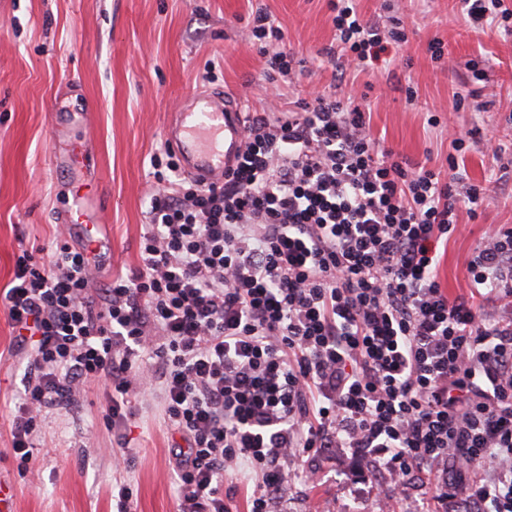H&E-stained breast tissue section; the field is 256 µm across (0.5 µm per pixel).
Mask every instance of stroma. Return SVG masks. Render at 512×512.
<instances>
[{"label": "stroma", "instance_id": "35a3bbf8", "mask_svg": "<svg viewBox=\"0 0 512 512\" xmlns=\"http://www.w3.org/2000/svg\"><path fill=\"white\" fill-rule=\"evenodd\" d=\"M367 17L399 18L405 43L374 68H348L335 83L326 51L336 45L329 0H0V289L17 254L51 251L61 215L82 197L107 201L112 228L99 281L138 263L155 163H178L164 130L188 92H231L246 112H297L314 93L357 90L373 131L414 161L447 169L451 141L465 135L466 181L486 188L478 220L460 202L462 231L448 242L441 278L449 294L466 292V263L489 228L512 227V183L483 149L487 136L512 145V35L476 34L459 0H355ZM282 30L281 40L252 34L257 8ZM445 45L441 61L427 46ZM291 51L302 74L272 76L269 53ZM475 59L476 80L465 67ZM94 106L92 126L77 115ZM0 312V481L12 512H113L112 485L130 484L136 512H177L179 490L170 459L171 430L153 384L137 389L136 414L106 428L103 390L88 392L74 411L50 410L19 475L8 451L9 418L23 390L26 364L12 352ZM130 444L114 455L118 437ZM323 479L313 486L304 472ZM430 487L417 480L393 501L381 470L348 448H323L289 468L287 491L271 512H412Z\"/></svg>", "mask_w": 512, "mask_h": 512}]
</instances>
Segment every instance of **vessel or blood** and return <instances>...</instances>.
Listing matches in <instances>:
<instances>
[{"label":"vessel or blood","mask_w":512,"mask_h":512,"mask_svg":"<svg viewBox=\"0 0 512 512\" xmlns=\"http://www.w3.org/2000/svg\"><path fill=\"white\" fill-rule=\"evenodd\" d=\"M196 108L172 113L165 135L185 173L204 186L221 184L241 145L243 127L236 98L189 93Z\"/></svg>","instance_id":"vessel-or-blood-1"}]
</instances>
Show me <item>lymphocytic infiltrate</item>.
Masks as SVG:
<instances>
[{
	"instance_id": "1",
	"label": "lymphocytic infiltrate",
	"mask_w": 512,
	"mask_h": 512,
	"mask_svg": "<svg viewBox=\"0 0 512 512\" xmlns=\"http://www.w3.org/2000/svg\"><path fill=\"white\" fill-rule=\"evenodd\" d=\"M345 62L368 68L403 41L334 0ZM355 97L249 112L221 185L151 196L137 265L95 287L91 240L22 253L0 310L27 359L9 421L17 469L50 408L104 386V419L132 415L155 381L181 444L179 512H230L224 474L247 462V512H270L286 468L348 448L397 494L426 478L474 512H512V227L482 237L469 290L449 295L438 248L476 215L483 188L382 146ZM423 502L419 512H432Z\"/></svg>"
}]
</instances>
